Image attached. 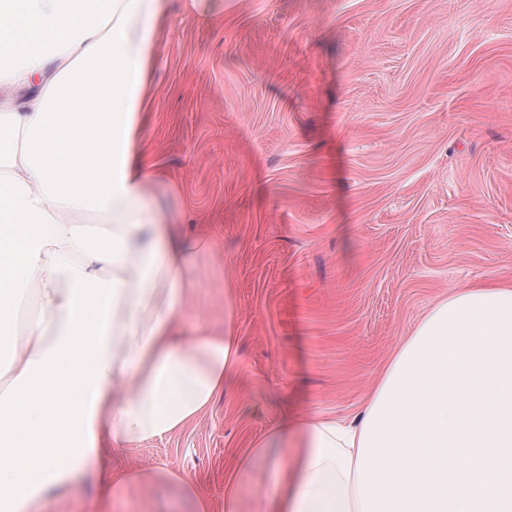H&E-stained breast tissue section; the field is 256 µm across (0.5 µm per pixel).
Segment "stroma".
<instances>
[{
	"instance_id": "stroma-1",
	"label": "stroma",
	"mask_w": 512,
	"mask_h": 512,
	"mask_svg": "<svg viewBox=\"0 0 512 512\" xmlns=\"http://www.w3.org/2000/svg\"><path fill=\"white\" fill-rule=\"evenodd\" d=\"M143 159L214 248L182 317L239 364L182 432L111 449L43 512H173L112 475L165 466L224 512L239 455L295 414L358 412L455 289L512 283V0H167Z\"/></svg>"
}]
</instances>
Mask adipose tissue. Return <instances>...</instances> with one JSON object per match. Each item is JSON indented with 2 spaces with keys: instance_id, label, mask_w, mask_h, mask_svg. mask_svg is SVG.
I'll use <instances>...</instances> for the list:
<instances>
[{
  "instance_id": "1",
  "label": "adipose tissue",
  "mask_w": 512,
  "mask_h": 512,
  "mask_svg": "<svg viewBox=\"0 0 512 512\" xmlns=\"http://www.w3.org/2000/svg\"><path fill=\"white\" fill-rule=\"evenodd\" d=\"M165 0H0V512H40L114 446L201 418L238 361L224 331L181 318L201 244L147 201L134 161L150 36ZM34 304L11 332L25 296ZM278 489L256 512H512V286L453 291L395 348L359 414L292 417L253 442L224 483L242 512L258 470ZM117 490L167 487L209 501L180 472L127 469Z\"/></svg>"
}]
</instances>
